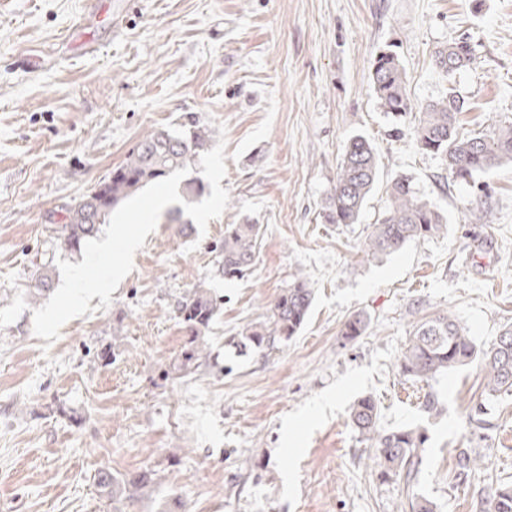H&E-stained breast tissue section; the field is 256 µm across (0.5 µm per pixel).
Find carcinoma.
<instances>
[{"label": "carcinoma", "instance_id": "obj_1", "mask_svg": "<svg viewBox=\"0 0 512 512\" xmlns=\"http://www.w3.org/2000/svg\"><path fill=\"white\" fill-rule=\"evenodd\" d=\"M472 59L465 41L448 44L435 51V64L446 77L467 66ZM373 90L383 112L399 118L411 108L405 87V73L397 55L380 54L371 74ZM466 101L448 91L445 96L421 107L413 135L424 151L438 156L454 183L471 184L504 163H512V123L498 124L487 132L464 133L459 115ZM208 131L197 125L181 132L152 131L144 135L126 160L112 170L108 179L97 184L79 202L67 209L66 222L56 229L60 247L70 253L95 237L106 217L123 201L148 182L159 181L207 149ZM379 168L375 148L362 135L352 136L337 174L326 208L331 224L357 222L371 191L378 182ZM447 231V219L417 195L408 179L391 181L387 204L381 218L371 226L364 252L366 255H390L408 242L437 237ZM261 242L258 224H228L224 227L219 268L226 279L240 278L254 264ZM313 301V289L301 273L295 274L267 309L264 320L244 327L229 340L241 354L268 352L290 340L307 320ZM221 307V300L203 285L195 288L177 304L179 318L187 329L188 345L174 369L182 378L192 376L200 367L207 349V331ZM368 326L361 315L351 317L343 335L353 340ZM485 371V390L495 396L512 392V325L505 328L488 348L474 339L448 315H435L421 321L398 360L402 375L429 381L474 361ZM380 412L370 396L358 399L350 408L348 421L362 437L376 441L375 459L380 478L399 477L410 481L418 463V449L425 436L414 428H396L380 432ZM478 467L471 452L462 448L456 456V476L466 480ZM157 473L145 468L114 475L98 472L95 484L105 498H138L155 484ZM482 512H512V486H499L484 501Z\"/></svg>", "mask_w": 512, "mask_h": 512}]
</instances>
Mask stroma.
I'll use <instances>...</instances> for the list:
<instances>
[{
	"label": "stroma",
	"mask_w": 512,
	"mask_h": 512,
	"mask_svg": "<svg viewBox=\"0 0 512 512\" xmlns=\"http://www.w3.org/2000/svg\"><path fill=\"white\" fill-rule=\"evenodd\" d=\"M83 10L84 0H0V512H409L415 496L438 512H479L482 496L512 485V393L488 396L476 363L427 383L397 367L421 318L451 315L483 347L512 325V164L482 187L453 185L413 137L420 108L451 89L469 103L465 130L512 121V0H96L92 18ZM461 39L472 61L443 77L432 54ZM386 50L412 104L397 120L371 82ZM191 122L226 145L227 208L203 232L160 215L111 304L92 298L95 313L45 344L28 293L40 263L83 259L53 245L67 208L142 136ZM357 134L376 149L379 181L357 223L330 224L328 197ZM401 176L448 231L367 256ZM246 223L262 227L258 258L225 279L224 227ZM298 272L314 299L297 336L235 356L227 338L262 321ZM199 285L222 306L209 356L181 378L173 363L188 333L175 306ZM358 314L368 327L345 340ZM431 391L433 415L422 409ZM367 395L380 430H424L412 481L380 479L373 442L349 425ZM462 448L483 460L464 482ZM145 467L159 483L133 501L112 503L93 481Z\"/></svg>",
	"instance_id": "35a3bbf8"
}]
</instances>
